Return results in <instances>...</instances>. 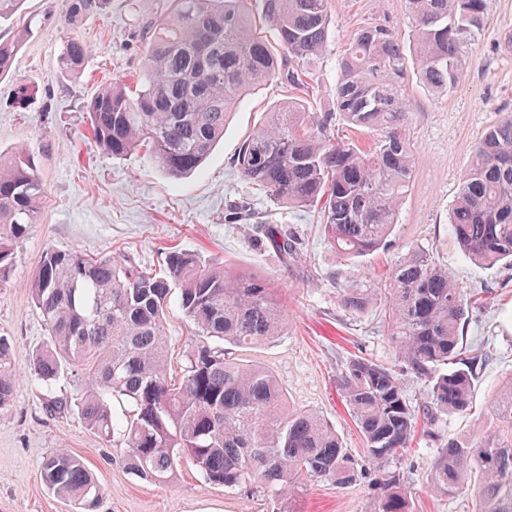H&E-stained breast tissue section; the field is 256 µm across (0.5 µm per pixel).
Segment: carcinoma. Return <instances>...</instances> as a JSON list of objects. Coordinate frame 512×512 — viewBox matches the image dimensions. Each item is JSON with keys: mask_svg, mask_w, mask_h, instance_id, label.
I'll return each instance as SVG.
<instances>
[{"mask_svg": "<svg viewBox=\"0 0 512 512\" xmlns=\"http://www.w3.org/2000/svg\"><path fill=\"white\" fill-rule=\"evenodd\" d=\"M172 14L146 26V66L130 88L102 85L87 105L90 133L104 153L123 158L144 146L156 166L177 179L195 171L224 138L241 100L279 80L297 89L327 51L328 0H175ZM110 0H73L72 18L101 14ZM492 0H408L407 54L384 24L361 29L339 61L334 112H310L303 101L274 106L239 147L235 166L258 191L299 211L320 207V224L343 261L383 246L397 223L413 168L409 71L435 93L454 88L469 66L467 47L482 32ZM271 33L267 39L257 25ZM19 41H0V76L11 72ZM88 50L69 37L60 69L77 73ZM374 133L367 149L336 139V120ZM43 184L31 160L0 158V281L11 247L37 223ZM247 203L226 205L231 224ZM263 239L298 255L296 239L262 224ZM455 247L482 266L512 267V115L477 143L448 217ZM383 288L342 289L354 314L376 307L396 350L387 363L353 357L339 386L363 443L354 457L330 425L288 407L274 375L241 362L230 348L263 345L287 329L283 300L266 279L237 274L188 251L169 253L163 271L130 260L92 259L79 250L49 249L27 283L48 332L30 362L31 380L47 408L72 413L99 438H118L124 467L158 485L183 464L232 492L259 490L298 512L293 501L308 481L339 487L369 479L366 512H413L412 489L390 464L418 431L440 438L444 416L467 417L474 383L488 357L464 345L475 295L424 251L396 263ZM193 325L179 380L168 377L166 316L172 295ZM12 343L0 335V411L13 404L18 378ZM73 389L60 397L62 372ZM430 386L425 400L407 397L404 379ZM127 404L113 411L110 399ZM490 431L440 442L430 487L459 496L477 487L475 512H512V377L482 409ZM43 483L76 512H95L102 487L65 448L43 458Z\"/></svg>", "mask_w": 512, "mask_h": 512, "instance_id": "carcinoma-1", "label": "carcinoma"}]
</instances>
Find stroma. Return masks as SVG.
Returning a JSON list of instances; mask_svg holds the SVG:
<instances>
[{"label":"stroma","mask_w":512,"mask_h":512,"mask_svg":"<svg viewBox=\"0 0 512 512\" xmlns=\"http://www.w3.org/2000/svg\"><path fill=\"white\" fill-rule=\"evenodd\" d=\"M72 0H25L0 22V40H19L11 74L0 78V154L33 161L45 193L38 221L12 246L9 274L0 282V335L13 341L18 388L12 407L0 412V512H72L40 479L43 458L58 448L83 459L103 494L96 512H273L271 498L230 493L208 484L183 465L169 485L145 483L124 467L122 450L87 431L71 414L50 413L38 388L26 381L32 354L47 339L26 283L49 249H77L91 257L131 258L159 271L173 249L196 253L240 273L265 277L287 303L288 328L271 343L237 350L239 359L270 370L289 407L308 410L336 428L353 454L362 450L358 429L338 386L342 363L354 356L392 360L388 336L375 312L352 314L340 303L346 285L384 280L390 268L417 249L429 251L481 300L469 311L468 344H484L490 359L475 383L483 407L512 377V268L479 267L448 236V216L474 147L488 127L512 113V0H493L487 24L469 45L470 67L448 92H432L419 79L405 86L411 105L413 173L389 247L350 263L338 262L313 212L275 203L253 190L233 160L240 144L281 102L299 98L310 111L332 112L329 89L336 60L354 33L370 23L409 35L406 0H329L328 50L304 89L271 81L235 109L224 138L200 169L175 180L143 152L116 159L95 146L86 104L113 80L134 82L146 62L145 26L172 10L171 0H112L101 15L71 19ZM89 54L82 72L60 70L58 56L69 34ZM248 199L252 219L224 220L225 205ZM281 225L300 249L284 260L263 243L258 224ZM168 369L179 378L194 328L177 307L166 316ZM438 445L420 440L395 463L413 489L414 512H471L470 499L434 493L430 471ZM367 480L340 488L310 481L300 491L298 512H365Z\"/></svg>","instance_id":"stroma-1"}]
</instances>
